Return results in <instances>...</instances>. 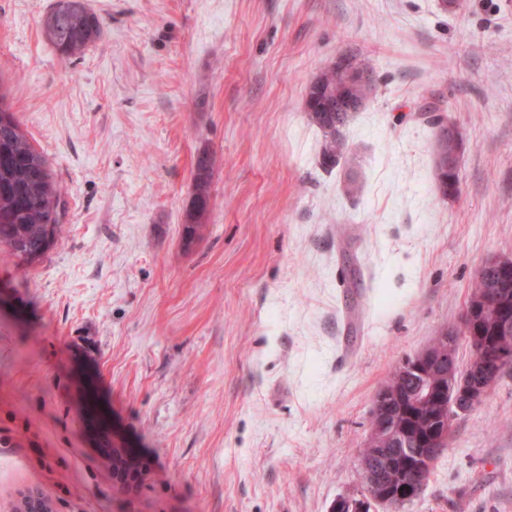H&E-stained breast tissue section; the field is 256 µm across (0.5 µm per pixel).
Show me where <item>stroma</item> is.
Listing matches in <instances>:
<instances>
[{"label": "stroma", "mask_w": 512, "mask_h": 512, "mask_svg": "<svg viewBox=\"0 0 512 512\" xmlns=\"http://www.w3.org/2000/svg\"><path fill=\"white\" fill-rule=\"evenodd\" d=\"M87 2L102 34L65 64L53 0H0V91L65 190L42 261L0 246V512H332L382 382L512 255V0ZM350 51L375 90L326 169L306 91ZM431 103L464 135L449 199ZM401 512H512V366ZM214 159L211 152L203 150L194 165V196L192 207L184 225L185 245H191L199 236V230L205 223L210 208V189ZM137 468V459L130 448H112V469L116 479H127L128 471Z\"/></svg>", "instance_id": "1"}]
</instances>
